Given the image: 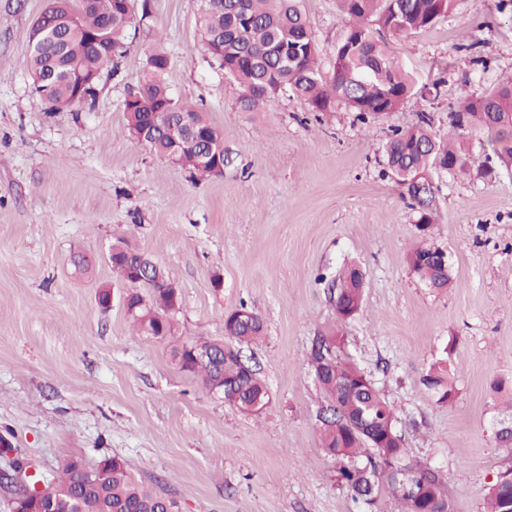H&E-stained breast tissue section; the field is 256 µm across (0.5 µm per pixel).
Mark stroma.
Here are the masks:
<instances>
[{"mask_svg": "<svg viewBox=\"0 0 512 512\" xmlns=\"http://www.w3.org/2000/svg\"><path fill=\"white\" fill-rule=\"evenodd\" d=\"M498 0H459L433 27L380 31L415 88L441 81L438 100L413 96L359 122L337 105L315 119L292 94L261 111L205 51L198 0H148L128 50L105 70L93 103L51 111L32 90L24 53L46 0H0V512H11L15 462L59 474L121 458L181 512H355L319 444L322 403L308 362L316 337L338 330L345 352L398 411L410 460L441 468L453 512H483L485 487L512 470V166L484 170L483 133L467 135L464 171L435 174L448 288L411 270L416 213L383 173L392 128L448 115L465 92L512 77V13ZM322 63L348 18L337 0H302ZM478 41L488 68L472 65ZM170 60L171 94L224 137V173L195 180L127 128L123 103L150 51ZM124 243L176 284L175 333H136L127 287L109 250ZM347 264L365 273L359 313L338 322L326 280ZM111 288V308L97 302ZM246 305L262 338L243 346L272 394L246 416L176 365L175 346L224 338V316ZM447 361L455 389L437 403L424 381Z\"/></svg>", "mask_w": 512, "mask_h": 512, "instance_id": "obj_1", "label": "stroma"}]
</instances>
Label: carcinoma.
I'll use <instances>...</instances> for the list:
<instances>
[{
	"label": "carcinoma",
	"mask_w": 512,
	"mask_h": 512,
	"mask_svg": "<svg viewBox=\"0 0 512 512\" xmlns=\"http://www.w3.org/2000/svg\"><path fill=\"white\" fill-rule=\"evenodd\" d=\"M340 9L350 18L333 52L332 76L326 78L319 63V51L311 23L300 7V0H201L200 24L204 43L214 48L211 57L224 74L243 90L239 105L244 112H256L278 92H291L303 99L310 111L321 114L344 103L358 114L361 122L396 111L412 96L413 82L375 38L374 31L403 34L429 28L448 16L458 0H339ZM59 19L76 16V27L61 32L57 39L38 46L29 43L25 54L30 73L44 79L32 88L56 111L79 100L78 83L94 78L86 90L93 102L104 70L115 65L127 51L131 22L120 14L114 0H53ZM168 55L153 51L147 58L140 87L129 93L135 101H124L127 126L139 138L146 113L159 106L185 114L194 126L210 136L207 150L224 158V140L204 113L176 100L169 92L165 75ZM431 118L421 114L418 125L392 130L383 148L385 174L402 189L409 206L416 210L417 227L425 233L434 224L436 192L433 174L453 172L467 165L463 138L472 130L487 135L493 156L512 163V81L499 83L480 94L464 97L461 109L449 114L448 143L435 139L429 130ZM146 145L167 159L175 157L182 166L201 176L215 174L216 165L194 161L196 146L175 147L173 137L162 122ZM436 246L423 243L409 256L418 277L431 288H446L449 271L433 256ZM148 266L144 285L151 288L149 300L134 293L129 313L138 331L147 336H169L179 309V298L167 295L165 271L138 253L130 262L112 261L125 281H130L131 265ZM364 273L356 265L344 267L331 280L330 299L338 320L342 314L354 316L363 300ZM261 316L245 305L224 317V334L241 347L263 333ZM210 351L212 356L196 361L189 349ZM180 370L201 377L206 390L224 385V403L239 412L256 415L271 402V393L252 366L224 353L221 345L200 342L173 350ZM310 364L320 385L325 405L318 412L320 444L336 460V482L352 493L362 512H378L381 486L405 508L402 512H452L441 471L421 467L407 458L403 439L397 430L395 407L382 389L357 364L343 356L336 334L320 336L312 345ZM426 385L437 402L449 403L454 388L448 362L435 363ZM53 486L59 512H166V497L137 479L118 457L105 456L82 472L70 460ZM512 473H505L486 488V512L512 509Z\"/></svg>",
	"instance_id": "cac0c4a2"
}]
</instances>
